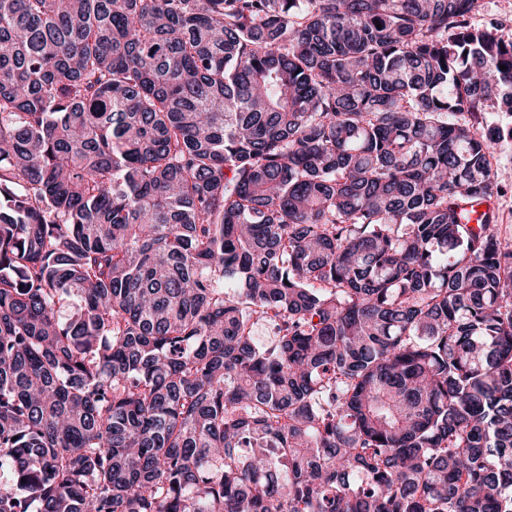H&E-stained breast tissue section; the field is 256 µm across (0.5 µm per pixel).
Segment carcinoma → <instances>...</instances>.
Listing matches in <instances>:
<instances>
[{"instance_id": "carcinoma-1", "label": "carcinoma", "mask_w": 512, "mask_h": 512, "mask_svg": "<svg viewBox=\"0 0 512 512\" xmlns=\"http://www.w3.org/2000/svg\"><path fill=\"white\" fill-rule=\"evenodd\" d=\"M478 7L0 0V512H512Z\"/></svg>"}]
</instances>
